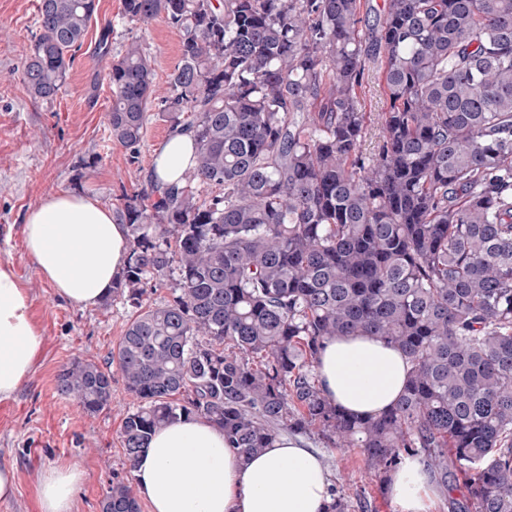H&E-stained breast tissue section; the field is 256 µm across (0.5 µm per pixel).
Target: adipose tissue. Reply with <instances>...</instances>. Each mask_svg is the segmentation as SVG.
Masks as SVG:
<instances>
[{
  "label": "adipose tissue",
  "instance_id": "adipose-tissue-1",
  "mask_svg": "<svg viewBox=\"0 0 512 512\" xmlns=\"http://www.w3.org/2000/svg\"><path fill=\"white\" fill-rule=\"evenodd\" d=\"M25 249L56 295L92 307L104 300L127 259L129 229L111 209L71 192L44 199L26 215ZM45 338L30 296L9 263L0 264V400L31 373ZM408 364L373 336L329 339L316 365L325 395L346 411L377 415L399 397ZM136 494L150 512H325L330 474L320 455L284 434L241 459L207 419H180L157 430L137 458ZM82 480L74 465L45 471L37 484L39 512H72ZM399 512H429L439 490L420 458L406 457L387 487Z\"/></svg>",
  "mask_w": 512,
  "mask_h": 512
}]
</instances>
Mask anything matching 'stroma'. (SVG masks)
Segmentation results:
<instances>
[{
  "instance_id": "1",
  "label": "stroma",
  "mask_w": 512,
  "mask_h": 512,
  "mask_svg": "<svg viewBox=\"0 0 512 512\" xmlns=\"http://www.w3.org/2000/svg\"><path fill=\"white\" fill-rule=\"evenodd\" d=\"M37 2L0 0V263H10L26 288L45 336L33 374L12 398L0 400V466L13 467L17 479L15 497L0 502V512H38V477L60 465L83 473L72 512H100L109 485L131 476L119 431L135 401L116 374L111 407L90 415L58 392L57 377L76 360L107 366L137 309L112 295L86 308L60 300L26 253L22 224L28 210L60 192L85 195L112 210L142 194L169 138L168 125L149 118L136 156L114 141L107 123L113 93L104 65L139 39L154 61L155 90L165 92L179 58V36L161 19L130 27L121 19V0H96L67 83L46 103L33 99L20 77L36 31ZM307 444L321 452L332 483L365 500L368 512H398L368 476L359 449L327 448L313 437Z\"/></svg>"
}]
</instances>
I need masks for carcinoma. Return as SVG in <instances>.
I'll return each mask as SVG.
<instances>
[{"instance_id":"carcinoma-1","label":"carcinoma","mask_w":512,"mask_h":512,"mask_svg":"<svg viewBox=\"0 0 512 512\" xmlns=\"http://www.w3.org/2000/svg\"><path fill=\"white\" fill-rule=\"evenodd\" d=\"M122 0L128 24L162 19L179 61L155 96L132 40L107 78L112 138L136 154L148 112L190 132L177 181L126 198L127 265L112 294L147 307L111 363L136 407L129 465L159 428L204 417L247 459L282 432L358 448L380 485L423 457L451 512H512V0ZM96 0H39L22 81L53 101ZM379 66L386 105L361 99ZM222 193L199 200V190ZM377 336L409 364L386 411L360 417L322 392L324 340ZM59 392L87 414L112 370L77 360ZM326 512H352L330 488ZM100 512H140L130 481Z\"/></svg>"}]
</instances>
